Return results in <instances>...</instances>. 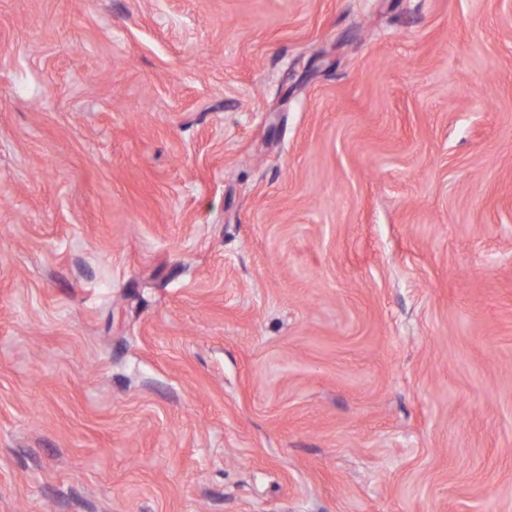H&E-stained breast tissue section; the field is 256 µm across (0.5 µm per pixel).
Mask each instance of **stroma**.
I'll list each match as a JSON object with an SVG mask.
<instances>
[{
    "mask_svg": "<svg viewBox=\"0 0 512 512\" xmlns=\"http://www.w3.org/2000/svg\"><path fill=\"white\" fill-rule=\"evenodd\" d=\"M0 512H512V0H0Z\"/></svg>",
    "mask_w": 512,
    "mask_h": 512,
    "instance_id": "obj_1",
    "label": "stroma"
}]
</instances>
